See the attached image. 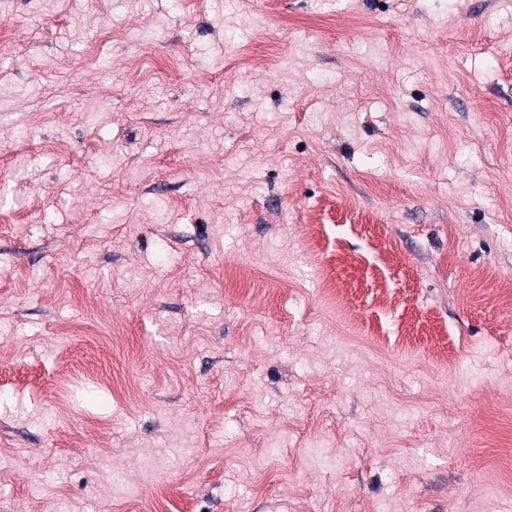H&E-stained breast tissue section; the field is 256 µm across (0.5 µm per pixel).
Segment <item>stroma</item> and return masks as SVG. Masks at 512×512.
I'll use <instances>...</instances> for the list:
<instances>
[{"label":"stroma","mask_w":512,"mask_h":512,"mask_svg":"<svg viewBox=\"0 0 512 512\" xmlns=\"http://www.w3.org/2000/svg\"><path fill=\"white\" fill-rule=\"evenodd\" d=\"M505 420L512 0H0V512H512Z\"/></svg>","instance_id":"obj_1"}]
</instances>
